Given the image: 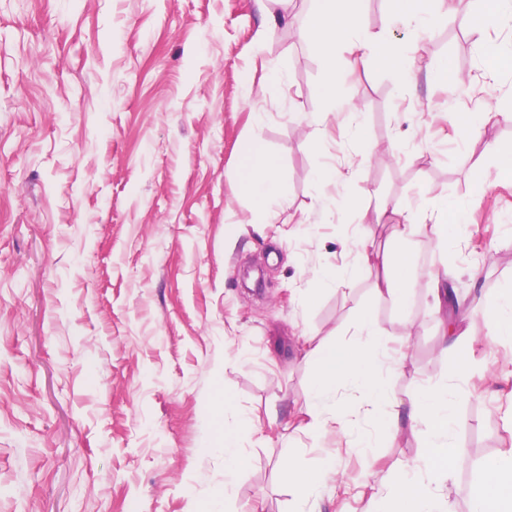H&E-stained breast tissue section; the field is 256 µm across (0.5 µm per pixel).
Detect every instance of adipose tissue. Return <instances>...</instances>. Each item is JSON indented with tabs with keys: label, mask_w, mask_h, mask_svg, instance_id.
I'll use <instances>...</instances> for the list:
<instances>
[{
	"label": "adipose tissue",
	"mask_w": 512,
	"mask_h": 512,
	"mask_svg": "<svg viewBox=\"0 0 512 512\" xmlns=\"http://www.w3.org/2000/svg\"><path fill=\"white\" fill-rule=\"evenodd\" d=\"M316 7L308 19L307 36L321 55L327 72L323 92L327 99H335L339 71L336 51L350 52L355 62H366L371 45L358 30L362 0H315ZM245 180L256 206L270 211L277 194V163L259 140H252L245 152ZM394 223V235L399 249H375L370 236L360 235L356 250L353 275L376 272L374 292L407 305L412 288L413 260L402 245L415 234L403 208L395 202H384L378 211ZM448 273L439 271L433 278L430 293L435 309L450 308L449 335L443 338L441 353H456L468 334L472 311L463 301L448 304ZM358 333L363 343L336 346L321 343L304 351V359L313 370V381L304 411V426L308 429L330 427L338 430L358 421H367L370 429L354 443V450L363 452L377 447L381 438H394L405 429L421 430L427 440L424 467L428 480L416 482L409 473H400L393 496L394 512H439L435 489L454 470L457 448L450 439L456 424L453 403L448 398L444 383L420 385L406 395L403 410L388 411L391 393L380 379L387 368V354L374 330V314L361 308L357 318ZM355 388L360 399L352 405H341L336 400L338 383ZM250 418L239 417L234 425L225 427L220 444L224 449V496L232 498L239 476L250 467L249 456L239 448L240 433L252 430ZM283 476L302 512H319L321 488L336 477L334 463L326 462L308 471L288 462L282 466ZM474 512H512V456L488 463L487 475L472 493Z\"/></svg>",
	"instance_id": "1"
}]
</instances>
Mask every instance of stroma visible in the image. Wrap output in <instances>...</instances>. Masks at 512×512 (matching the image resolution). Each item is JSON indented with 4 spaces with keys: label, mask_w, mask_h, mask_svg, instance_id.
Instances as JSON below:
<instances>
[{
    "label": "stroma",
    "mask_w": 512,
    "mask_h": 512,
    "mask_svg": "<svg viewBox=\"0 0 512 512\" xmlns=\"http://www.w3.org/2000/svg\"><path fill=\"white\" fill-rule=\"evenodd\" d=\"M447 2L417 30L363 0L362 33L401 50L404 69L339 52L331 101L307 7L0 0V512H200L222 499L216 441L240 412L256 430L240 437L251 466L228 512H298L289 458L343 473L322 512H368L399 471H418L425 439L407 430L363 457L300 426L303 347L356 342L365 305L388 350L408 343L383 377L393 400L447 383L459 453L442 493L469 512L486 464L512 455V341L488 342L478 311L512 295V179L487 150L512 148V67L487 78L480 54L485 40L512 52V30L474 33L483 0ZM438 63L458 83H437ZM482 112L492 120L456 127ZM256 138L279 164L267 214L243 180ZM322 169L341 176L318 183ZM385 198L464 207L447 249L423 232L407 242L404 312L369 278L339 281L357 235L391 244ZM442 267L477 308L466 375L439 351L447 316L429 290Z\"/></svg>",
    "instance_id": "35a3bbf8"
}]
</instances>
